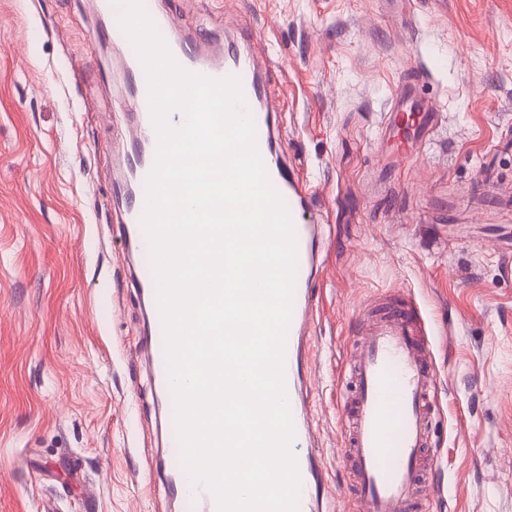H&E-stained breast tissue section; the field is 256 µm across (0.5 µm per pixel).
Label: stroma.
I'll return each instance as SVG.
<instances>
[{
	"label": "stroma",
	"instance_id": "35a3bbf8",
	"mask_svg": "<svg viewBox=\"0 0 512 512\" xmlns=\"http://www.w3.org/2000/svg\"><path fill=\"white\" fill-rule=\"evenodd\" d=\"M97 0H0V512H182L112 237L125 93ZM173 30L243 22L272 57L283 149L327 207L312 411L337 487L352 326L411 290L438 331L424 512H512V0H172ZM442 120L410 162L396 95Z\"/></svg>",
	"mask_w": 512,
	"mask_h": 512
}]
</instances>
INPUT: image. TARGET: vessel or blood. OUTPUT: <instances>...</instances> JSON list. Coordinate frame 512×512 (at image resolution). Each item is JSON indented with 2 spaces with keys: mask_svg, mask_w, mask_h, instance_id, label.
Wrapping results in <instances>:
<instances>
[{
  "mask_svg": "<svg viewBox=\"0 0 512 512\" xmlns=\"http://www.w3.org/2000/svg\"><path fill=\"white\" fill-rule=\"evenodd\" d=\"M166 43L178 63L192 73L240 77L259 154L271 184L289 209L297 236V269L285 346V382L295 430L291 448L301 476L299 512H334L338 494L330 487L329 471L317 448L305 371L308 339L320 314L315 280L323 264L320 242L325 203L282 148L281 104L270 88V54L259 46L252 31L225 38L223 53L214 57L203 53L194 38L170 36ZM120 67L132 119L124 157L129 197L116 232L122 248L138 254L147 244L141 218L157 135L150 117L147 78L137 55L121 59ZM437 121V109L430 103L416 113L398 109L388 113L385 132L397 140L398 156L405 159ZM136 284L153 322V331L139 351L151 364L157 392L167 398L171 391L156 283L148 272L137 275ZM356 334L351 353L353 396L341 450V460L351 475L347 492L355 498V512H417L424 503L439 498L442 490L429 446L436 410L437 374L431 358L435 333L428 328L417 298L402 291L360 313ZM161 470L184 512H217L212 495L190 482L178 460H163Z\"/></svg>",
  "mask_w": 512,
  "mask_h": 512,
  "instance_id": "1",
  "label": "vessel or blood"
}]
</instances>
